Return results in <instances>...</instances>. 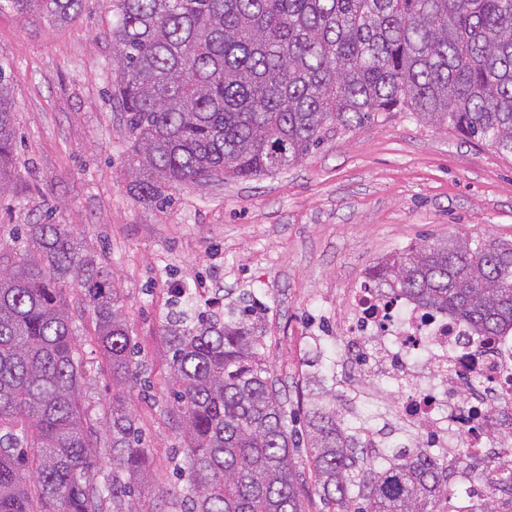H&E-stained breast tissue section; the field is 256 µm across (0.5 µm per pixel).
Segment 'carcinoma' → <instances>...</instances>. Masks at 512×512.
Returning a JSON list of instances; mask_svg holds the SVG:
<instances>
[{
    "label": "carcinoma",
    "instance_id": "1",
    "mask_svg": "<svg viewBox=\"0 0 512 512\" xmlns=\"http://www.w3.org/2000/svg\"><path fill=\"white\" fill-rule=\"evenodd\" d=\"M83 0H0L51 21ZM112 98L131 140L130 192L161 204L186 183L272 175L327 133L399 109L512 154V0H112ZM0 75V190L15 150ZM0 267V512H140L156 482L129 406L136 344L112 271L62 224L26 225ZM378 285L480 332L512 328V240L450 234L377 265ZM94 312L112 375V474L95 477L84 365L62 284ZM171 317L162 339L185 456L184 493L157 486L150 512H303L309 479L334 512H448V470L423 452L366 447L336 407L311 411L306 466L269 381L262 327Z\"/></svg>",
    "mask_w": 512,
    "mask_h": 512
}]
</instances>
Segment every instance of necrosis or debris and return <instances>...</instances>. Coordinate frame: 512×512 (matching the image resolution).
<instances>
[{
    "mask_svg": "<svg viewBox=\"0 0 512 512\" xmlns=\"http://www.w3.org/2000/svg\"><path fill=\"white\" fill-rule=\"evenodd\" d=\"M343 301L336 336L342 356L359 359L348 374L364 365L402 390L404 427L434 448L451 487L468 489L450 512H480L491 487L499 512H512V331L485 344L457 315L366 280Z\"/></svg>",
    "mask_w": 512,
    "mask_h": 512,
    "instance_id": "necrosis-or-debris-1",
    "label": "necrosis or debris"
}]
</instances>
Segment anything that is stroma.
<instances>
[{
    "instance_id": "stroma-1",
    "label": "stroma",
    "mask_w": 512,
    "mask_h": 512,
    "mask_svg": "<svg viewBox=\"0 0 512 512\" xmlns=\"http://www.w3.org/2000/svg\"><path fill=\"white\" fill-rule=\"evenodd\" d=\"M112 0H85L59 25L0 10V67L16 112L15 176L0 194V265L25 225L63 224L115 278L147 388L130 400L163 485L183 455L170 403L161 326L177 287L204 288L198 310L224 316L255 304L265 361L283 390L294 460L306 455L314 401L355 421L391 412L396 386L340 379L336 323L342 291L384 258L451 232L512 239V156L406 112L330 133L279 173L173 190L168 204L128 190L129 139L112 100ZM70 283L65 297L86 370L83 393L109 460L112 377L93 338L92 311Z\"/></svg>"
}]
</instances>
